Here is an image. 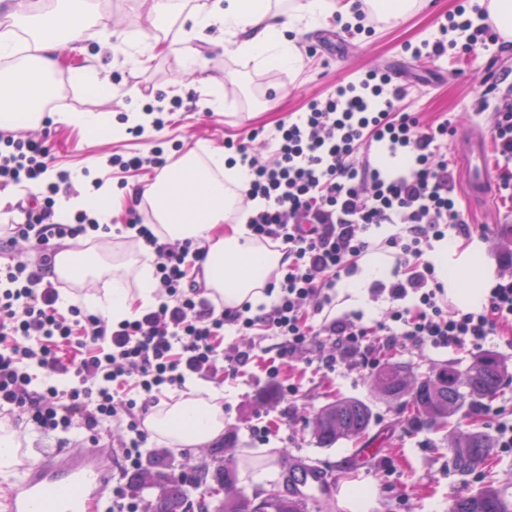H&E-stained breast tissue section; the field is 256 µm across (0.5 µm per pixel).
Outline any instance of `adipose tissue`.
Wrapping results in <instances>:
<instances>
[{
    "instance_id": "ef3b65f1",
    "label": "adipose tissue",
    "mask_w": 512,
    "mask_h": 512,
    "mask_svg": "<svg viewBox=\"0 0 512 512\" xmlns=\"http://www.w3.org/2000/svg\"><path fill=\"white\" fill-rule=\"evenodd\" d=\"M356 0H198L181 17V35L169 51L179 54L187 71H195L198 43L217 42L225 52L256 65L274 64L296 71L303 56L295 34L322 28L330 19L352 17ZM16 24L32 31L31 52L20 56L22 66L0 70V118L33 121L41 118L44 81L57 69L55 53L61 42L77 41L99 24L95 0H56L52 10L12 13ZM248 177L246 165L228 164L220 149L202 145L188 149L175 163L164 167L142 192L157 233L164 241L186 239L207 251L205 283L210 295L226 307L257 303L264 298L269 275L280 266L283 254L249 238L242 215L240 191ZM111 184L99 189L64 195L58 220L67 222L73 212L85 210L99 223H108L114 205ZM157 283L151 263L114 266L104 296L89 295L86 306L120 322L153 306ZM222 396L214 390L152 409L145 424L149 430L178 448H196L224 434Z\"/></svg>"
}]
</instances>
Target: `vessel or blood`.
Returning a JSON list of instances; mask_svg holds the SVG:
<instances>
[{"mask_svg":"<svg viewBox=\"0 0 512 512\" xmlns=\"http://www.w3.org/2000/svg\"><path fill=\"white\" fill-rule=\"evenodd\" d=\"M468 195L481 202L493 194L486 139L471 137L461 151ZM110 474L95 453L69 452L61 464L27 468L7 493L8 512H98L100 490Z\"/></svg>","mask_w":512,"mask_h":512,"instance_id":"obj_1","label":"vessel or blood"}]
</instances>
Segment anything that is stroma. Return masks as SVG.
Returning a JSON list of instances; mask_svg holds the SVG:
<instances>
[{
  "label": "stroma",
  "instance_id": "35a3bbf8",
  "mask_svg": "<svg viewBox=\"0 0 512 512\" xmlns=\"http://www.w3.org/2000/svg\"><path fill=\"white\" fill-rule=\"evenodd\" d=\"M457 2L427 0L425 7L414 10L398 25L383 24L371 35L344 36L328 50L320 48L319 43L328 32L340 30V23L333 21L328 27L299 35L297 44L304 63L297 72L274 67L260 69L252 61L203 43L199 46L202 66L190 75L181 57L165 49L166 44L177 38V28L160 30L151 24L150 0H100L99 9L108 21L107 30L93 32L76 47L62 48L58 60H74L82 65L88 58L97 57L104 75L116 87L115 94L90 98L70 86L66 89L68 109L101 113L109 120L110 130L93 133L47 117L34 125L18 126L13 133L46 136L50 170H66L74 175L93 169L98 160L115 154L146 152L155 145L173 162L180 150L199 142L223 148L225 141L238 140L248 126L273 133L281 118L301 111L309 99L322 95L329 86L380 68L391 75L394 83L405 84L407 96L403 104L408 111L420 113L424 122L447 116L456 119L457 132L477 131L486 136L494 112L505 99H512V42H498L490 49L478 51L473 58L447 55L425 65L412 60L403 50L405 43L435 37L438 18L454 12ZM116 30L127 32L132 42L157 41L161 48L144 68L131 70L110 48ZM144 84L153 85L167 98L181 102L174 122L150 141L120 129L122 116L145 105L140 92ZM208 87L220 92L223 107L206 110L204 90ZM473 248L483 256L475 285L485 289L501 272L499 258L512 248V240L473 241L471 247L450 250L449 264L461 263ZM489 350L509 369L499 392L488 401L490 413L482 418L483 430L491 433L498 424H512V350L495 344ZM471 359V354L459 350L412 345L385 356L386 362L401 363L418 376L437 363L463 367ZM251 371L252 378L237 382L221 383L207 375L193 377L187 384L191 390L205 384L223 394L224 434L217 443L190 452L153 437L145 460L162 458L163 476L175 477L184 463L211 461L215 447H222L223 458L236 463L238 490L251 498L264 497L274 487L285 488V477L292 464L312 465L326 474L330 491L320 495L318 501L309 502V512H329L333 507L338 512H448L454 497L477 490L484 482V476H462L448 464V435L455 429L467 430V423L452 420L434 427L408 424L399 403L374 392L369 373L359 369L335 374L309 371L301 375L296 397L286 400L260 365H253ZM339 398L367 403L372 413L370 426L362 439L319 447L306 417ZM260 422L278 432L264 445L249 432L251 425ZM369 441L380 444L384 453L381 458L368 461L365 467H357L354 451ZM351 487L365 490L366 498L353 501L347 494Z\"/></svg>",
  "mask_w": 512,
  "mask_h": 512
}]
</instances>
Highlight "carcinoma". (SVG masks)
<instances>
[{"label":"carcinoma","mask_w":512,"mask_h":512,"mask_svg":"<svg viewBox=\"0 0 512 512\" xmlns=\"http://www.w3.org/2000/svg\"><path fill=\"white\" fill-rule=\"evenodd\" d=\"M505 375L501 360L493 353L475 356L464 370L445 364L432 368L420 385L411 393L414 419L444 421L457 414L468 419L482 401L493 397ZM408 372L394 364H386L373 377L372 383L384 397L398 399L407 393ZM370 407L359 400L344 399L318 410L309 426L316 443L323 448L340 440H353L366 434L371 422ZM493 441L476 429L454 435L448 441V454L454 471L470 475L484 468L490 460ZM200 486L213 482L224 488L219 499L202 500L200 512H253L255 500L240 494L234 485L231 469L220 464L212 471L200 469L195 475ZM193 501L183 482L177 478L160 485V493L152 512H192ZM264 512H307L306 501L293 491L278 499L263 501ZM448 512H512V499L504 491L485 484L479 489L454 498Z\"/></svg>","instance_id":"1"}]
</instances>
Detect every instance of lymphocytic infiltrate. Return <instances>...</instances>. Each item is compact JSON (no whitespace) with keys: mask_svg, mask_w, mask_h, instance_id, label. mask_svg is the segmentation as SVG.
I'll return each instance as SVG.
<instances>
[{"mask_svg":"<svg viewBox=\"0 0 512 512\" xmlns=\"http://www.w3.org/2000/svg\"><path fill=\"white\" fill-rule=\"evenodd\" d=\"M478 9L474 0H459L448 29L463 32L464 42L425 41L413 48L414 58L433 61L497 43L492 25L469 20ZM405 96L404 86L371 69L280 121L269 161L238 145L250 171L241 191L251 206L246 227L284 254L267 284L271 304L227 309L203 297L190 271L205 251L188 240H160L138 213L129 227L152 251L162 299L114 326L77 305L60 312L52 271L54 240L107 233L110 225L84 212L75 223H58L55 197L70 172L48 174L43 141L0 137V190L45 185L43 200L24 208L23 222L0 242V412L62 446L74 431L97 445L103 430L121 425L128 435L121 476L103 512H140L124 477L142 466L144 416L163 392L185 389L193 376L218 372L234 381L268 355L279 365L300 357L319 372H368L383 353L409 344L481 353L494 336L512 348V274L497 275L480 307L460 308L450 303L432 259L443 243L487 241L498 231L511 234L512 226L469 222L446 152L452 120L424 122L403 107ZM371 146L386 163L365 155ZM492 146L500 198L512 203V105L495 115ZM378 249L394 260L388 277L368 284L371 302L381 305L378 318L337 312L338 288ZM229 327L246 346L225 345Z\"/></svg>","mask_w":512,"mask_h":512,"instance_id":"1","label":"lymphocytic infiltrate"}]
</instances>
